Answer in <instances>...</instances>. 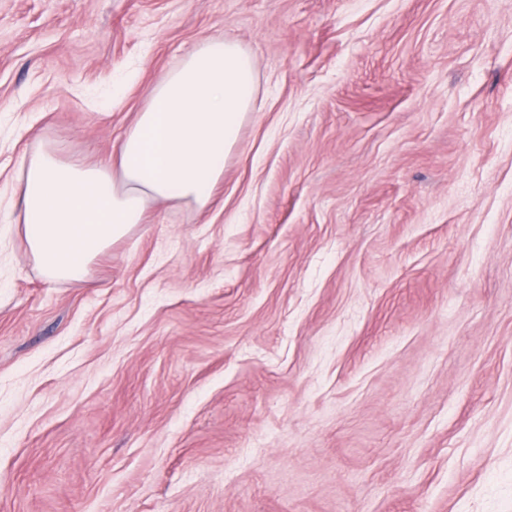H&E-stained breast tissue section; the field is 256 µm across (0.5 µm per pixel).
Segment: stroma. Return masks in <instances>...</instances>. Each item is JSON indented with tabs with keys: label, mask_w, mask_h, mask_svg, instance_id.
<instances>
[{
	"label": "stroma",
	"mask_w": 512,
	"mask_h": 512,
	"mask_svg": "<svg viewBox=\"0 0 512 512\" xmlns=\"http://www.w3.org/2000/svg\"><path fill=\"white\" fill-rule=\"evenodd\" d=\"M222 36L210 209L79 282L0 223V512H512V0H0V188Z\"/></svg>",
	"instance_id": "stroma-1"
}]
</instances>
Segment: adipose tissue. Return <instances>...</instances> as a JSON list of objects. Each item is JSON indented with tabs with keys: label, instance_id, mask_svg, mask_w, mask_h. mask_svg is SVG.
I'll use <instances>...</instances> for the list:
<instances>
[{
	"label": "adipose tissue",
	"instance_id": "ef3b65f1",
	"mask_svg": "<svg viewBox=\"0 0 512 512\" xmlns=\"http://www.w3.org/2000/svg\"><path fill=\"white\" fill-rule=\"evenodd\" d=\"M255 94L241 45L203 40L149 90L112 160L65 161L49 144L25 154L13 186L20 207L0 212V223L22 228L47 281L83 280L97 256L144 223L150 202L210 207Z\"/></svg>",
	"mask_w": 512,
	"mask_h": 512
}]
</instances>
